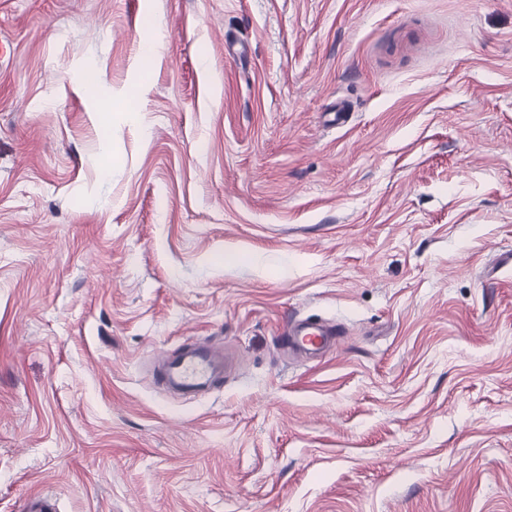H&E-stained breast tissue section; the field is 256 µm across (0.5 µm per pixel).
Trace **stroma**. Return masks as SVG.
Returning <instances> with one entry per match:
<instances>
[{"label":"stroma","mask_w":512,"mask_h":512,"mask_svg":"<svg viewBox=\"0 0 512 512\" xmlns=\"http://www.w3.org/2000/svg\"><path fill=\"white\" fill-rule=\"evenodd\" d=\"M38 493L512 512V0H0V512ZM292 324L288 323L284 335L295 349L316 351L335 343L336 332L332 327H324L320 332H314L292 326ZM219 362L217 355L207 349L190 358L176 359L169 363L165 377L191 384L209 373Z\"/></svg>","instance_id":"35a3bbf8"}]
</instances>
